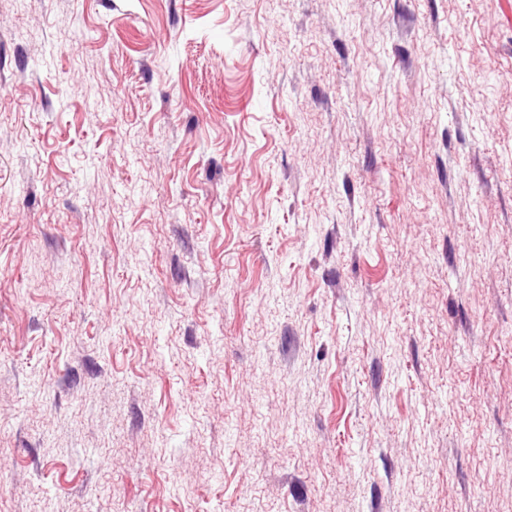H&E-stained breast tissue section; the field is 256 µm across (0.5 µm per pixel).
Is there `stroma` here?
I'll return each instance as SVG.
<instances>
[{
    "instance_id": "35a3bbf8",
    "label": "stroma",
    "mask_w": 512,
    "mask_h": 512,
    "mask_svg": "<svg viewBox=\"0 0 512 512\" xmlns=\"http://www.w3.org/2000/svg\"><path fill=\"white\" fill-rule=\"evenodd\" d=\"M0 512H512V0H0Z\"/></svg>"
}]
</instances>
